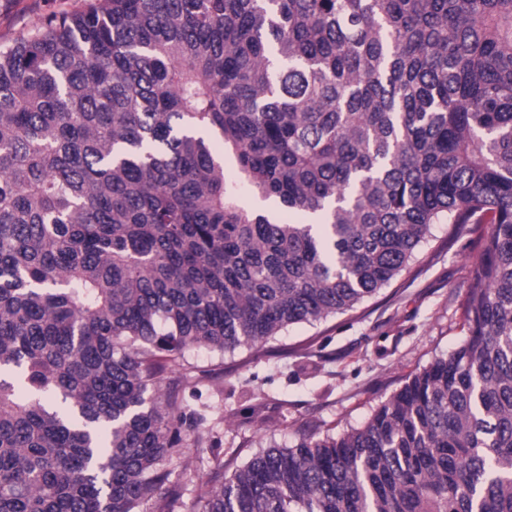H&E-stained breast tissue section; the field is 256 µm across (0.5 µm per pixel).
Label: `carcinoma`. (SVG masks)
<instances>
[{
	"instance_id": "cac0c4a2",
	"label": "carcinoma",
	"mask_w": 512,
	"mask_h": 512,
	"mask_svg": "<svg viewBox=\"0 0 512 512\" xmlns=\"http://www.w3.org/2000/svg\"><path fill=\"white\" fill-rule=\"evenodd\" d=\"M233 162L228 171L226 159ZM486 224L468 339L194 512H512V0H103L0 49V512H172L160 384Z\"/></svg>"
}]
</instances>
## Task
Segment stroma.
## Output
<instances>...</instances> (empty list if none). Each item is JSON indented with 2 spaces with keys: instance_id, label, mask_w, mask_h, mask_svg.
I'll return each instance as SVG.
<instances>
[{
  "instance_id": "1",
  "label": "stroma",
  "mask_w": 512,
  "mask_h": 512,
  "mask_svg": "<svg viewBox=\"0 0 512 512\" xmlns=\"http://www.w3.org/2000/svg\"><path fill=\"white\" fill-rule=\"evenodd\" d=\"M97 3L0 0V46L49 13ZM482 234L470 224L452 237L447 225H432L409 268L354 310L288 326L257 348L185 353L183 367L202 382L176 394L184 426L201 427L203 441L185 451L187 477L162 490L174 512H190L197 483L216 463L229 473L264 448L294 446L310 429L338 436L361 427L410 374L460 347L468 337L461 300Z\"/></svg>"
}]
</instances>
